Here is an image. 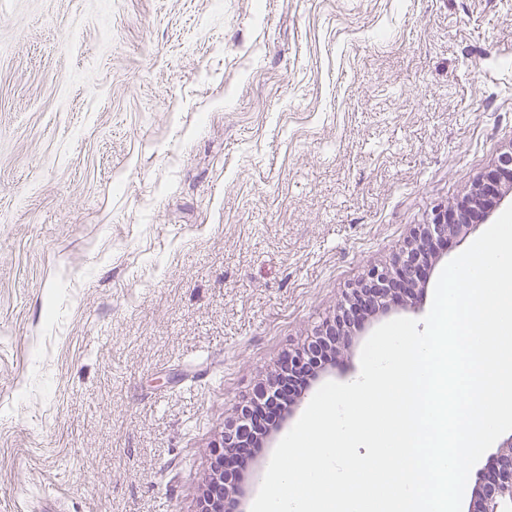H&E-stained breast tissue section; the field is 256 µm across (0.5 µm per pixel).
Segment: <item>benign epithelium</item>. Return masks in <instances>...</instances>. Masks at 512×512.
I'll list each match as a JSON object with an SVG mask.
<instances>
[{"label": "benign epithelium", "mask_w": 512, "mask_h": 512, "mask_svg": "<svg viewBox=\"0 0 512 512\" xmlns=\"http://www.w3.org/2000/svg\"><path fill=\"white\" fill-rule=\"evenodd\" d=\"M512 183V150L502 153L498 165L486 175L473 180L466 194L453 206L436 207L425 224L415 228L411 239L381 266H374L346 295L338 314L353 321L366 312L383 310L390 303H400L425 287L427 276L439 258L438 247L451 238L464 236L474 228L476 212L487 198L498 191L502 182ZM317 340L288 351L279 362L288 368L300 369L309 364L331 361L341 355L348 345V331L337 328L327 320L316 332ZM281 370H276L262 385L260 399L280 397L278 383ZM257 402L246 401L235 410L231 423L225 425L224 440L215 450L205 490L201 512H224L228 491L223 483L235 473L238 463L250 449L237 443V426L246 424L255 415ZM477 510L475 512H512V433L500 442L497 452L480 470L475 480Z\"/></svg>", "instance_id": "benign-epithelium-1"}]
</instances>
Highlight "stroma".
Instances as JSON below:
<instances>
[{
    "mask_svg": "<svg viewBox=\"0 0 512 512\" xmlns=\"http://www.w3.org/2000/svg\"><path fill=\"white\" fill-rule=\"evenodd\" d=\"M511 149L512 0H0V512H199L236 406Z\"/></svg>",
    "mask_w": 512,
    "mask_h": 512,
    "instance_id": "35a3bbf8",
    "label": "stroma"
}]
</instances>
